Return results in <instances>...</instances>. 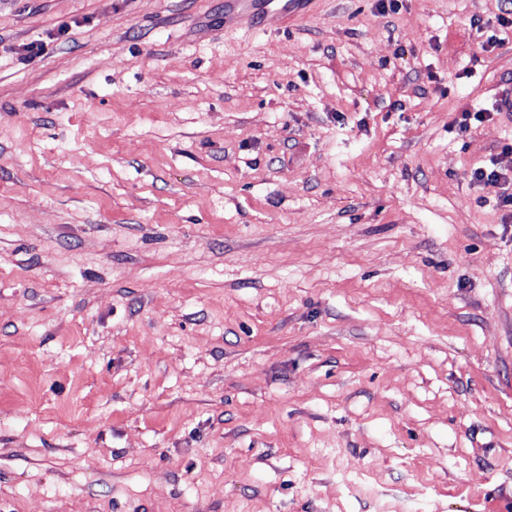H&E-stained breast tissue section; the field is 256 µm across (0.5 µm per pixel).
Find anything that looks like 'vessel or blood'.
Wrapping results in <instances>:
<instances>
[{"instance_id":"obj_1","label":"vessel or blood","mask_w":512,"mask_h":512,"mask_svg":"<svg viewBox=\"0 0 512 512\" xmlns=\"http://www.w3.org/2000/svg\"><path fill=\"white\" fill-rule=\"evenodd\" d=\"M310 0H224V23L249 29L281 26L301 16Z\"/></svg>"}]
</instances>
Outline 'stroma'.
<instances>
[{"mask_svg":"<svg viewBox=\"0 0 512 512\" xmlns=\"http://www.w3.org/2000/svg\"><path fill=\"white\" fill-rule=\"evenodd\" d=\"M498 7L0 0V512H512ZM309 3L311 0H225L224 25L266 30L301 16ZM490 161L491 166L477 167L472 171V180L484 183L503 182L504 184L510 181V184L512 185V168L504 169L501 166L498 167L497 165L499 162L494 158H492ZM508 171L510 172V176Z\"/></svg>","mask_w":512,"mask_h":512,"instance_id":"35a3bbf8","label":"stroma"}]
</instances>
